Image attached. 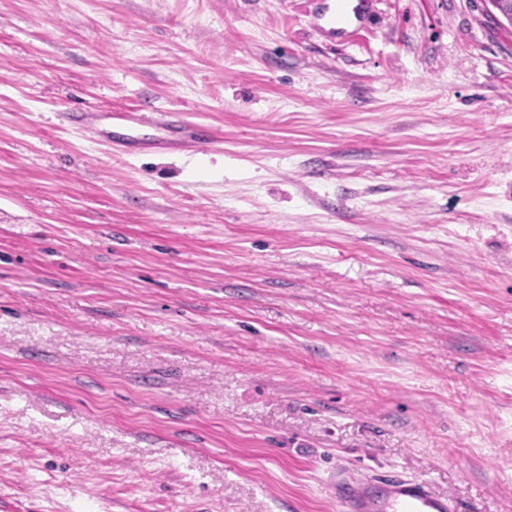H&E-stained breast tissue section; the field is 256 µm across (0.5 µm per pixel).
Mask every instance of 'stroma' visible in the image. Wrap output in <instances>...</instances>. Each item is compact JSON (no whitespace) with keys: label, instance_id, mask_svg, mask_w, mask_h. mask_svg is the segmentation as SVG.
Wrapping results in <instances>:
<instances>
[{"label":"stroma","instance_id":"35a3bbf8","mask_svg":"<svg viewBox=\"0 0 512 512\" xmlns=\"http://www.w3.org/2000/svg\"><path fill=\"white\" fill-rule=\"evenodd\" d=\"M358 2L0 0V512H512V26ZM135 112L126 109H114L112 112H98L92 109H70L61 113L64 125L90 131L99 141L106 143L111 152L127 154L133 148L150 150L158 153L173 151L195 152L211 142L212 133L201 122L185 121L171 113ZM171 116L176 120H171ZM173 124L177 127L171 131ZM120 126L127 130V137L115 138L109 135L106 126ZM151 126L158 135L149 140H140L133 134L140 128ZM378 482L385 486L380 494L370 483L336 479L333 489L338 512H458L452 500L435 493L422 480L390 477Z\"/></svg>","mask_w":512,"mask_h":512}]
</instances>
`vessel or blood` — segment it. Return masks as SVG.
Returning <instances> with one entry per match:
<instances>
[{
  "label": "vessel or blood",
  "mask_w": 512,
  "mask_h": 512,
  "mask_svg": "<svg viewBox=\"0 0 512 512\" xmlns=\"http://www.w3.org/2000/svg\"><path fill=\"white\" fill-rule=\"evenodd\" d=\"M64 125L91 132L111 151L126 154L139 148L158 153L195 152L209 144L211 131L200 122L171 120L169 114H152L116 109L98 112L92 109H71L62 113ZM151 126L155 137L140 140L136 133ZM384 492H376L368 483L337 480L334 486L338 512H458L447 496L431 490L426 482L396 477L384 479Z\"/></svg>",
  "instance_id": "vessel-or-blood-1"
}]
</instances>
